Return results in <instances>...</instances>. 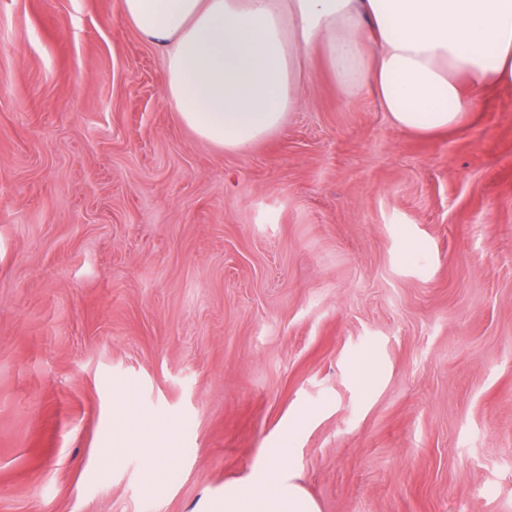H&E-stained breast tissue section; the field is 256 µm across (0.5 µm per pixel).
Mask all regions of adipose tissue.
<instances>
[{"label": "adipose tissue", "instance_id": "ef3b65f1", "mask_svg": "<svg viewBox=\"0 0 512 512\" xmlns=\"http://www.w3.org/2000/svg\"><path fill=\"white\" fill-rule=\"evenodd\" d=\"M157 45L165 95L199 137L240 151L303 103L300 60L318 47L346 94L370 90L393 123L448 129L490 85L512 89V0H121ZM224 512H319L267 449L224 488Z\"/></svg>", "mask_w": 512, "mask_h": 512}]
</instances>
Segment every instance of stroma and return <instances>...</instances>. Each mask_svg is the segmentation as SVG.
<instances>
[{
    "label": "stroma",
    "instance_id": "obj_1",
    "mask_svg": "<svg viewBox=\"0 0 512 512\" xmlns=\"http://www.w3.org/2000/svg\"><path fill=\"white\" fill-rule=\"evenodd\" d=\"M303 65L229 152L119 0H0V512H211L268 448L319 512H512V91L420 134Z\"/></svg>",
    "mask_w": 512,
    "mask_h": 512
}]
</instances>
